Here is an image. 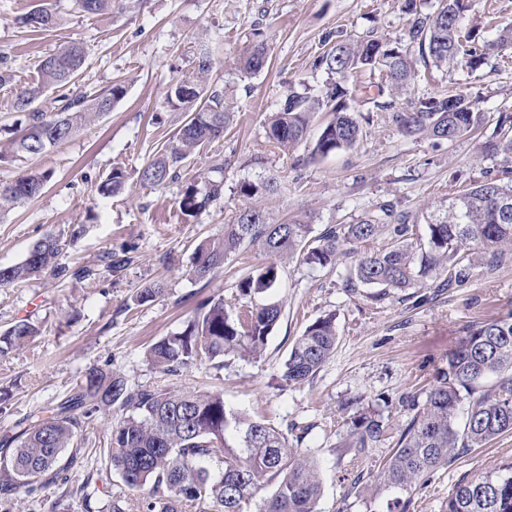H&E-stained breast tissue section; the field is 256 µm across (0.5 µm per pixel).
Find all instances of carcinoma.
I'll list each match as a JSON object with an SVG mask.
<instances>
[{
	"mask_svg": "<svg viewBox=\"0 0 512 512\" xmlns=\"http://www.w3.org/2000/svg\"><path fill=\"white\" fill-rule=\"evenodd\" d=\"M142 0H73V10L84 16L126 12ZM467 0H436L424 12L417 0H404L412 16L407 43L368 35L350 41L331 42L313 60L330 81L317 93L289 91L279 109L267 119L268 138L290 148L305 140L317 114L332 113L320 128L306 161L314 162L341 150L352 149L363 138L362 122L348 101L365 98L377 108L392 112V120L408 137L428 136L452 142L484 122L467 94L441 90L413 109L396 106L395 94L414 79L411 58L417 49L425 65L472 70L490 63L512 48V30L504 29L494 41L482 35V23L461 33L460 20ZM38 24L50 29L59 16L42 8L18 18L27 27ZM267 61L262 40L251 44L240 57L239 71L259 72ZM87 62L80 42H68L44 56L38 64V82L20 89L14 100L20 114L11 130L9 154L36 157L67 141L82 125L94 121L126 95V87L114 83L94 92L74 93ZM211 69V52L202 47L197 72L170 85L166 103L182 113L176 131L138 171L144 187L182 183L178 200L185 216L207 211L224 198V161L215 159L210 174L182 179L180 170L196 150L224 136L233 120V106L205 83ZM379 71L385 81L375 87L350 82L352 74ZM48 88H62L58 112L49 115L32 108ZM483 157L498 159L502 171L512 172V114L499 116L496 129L479 147ZM48 174L30 173L0 189V210L38 197ZM127 175L112 169L98 186L100 194L125 190ZM274 179L255 182L243 179L235 194L242 201L236 220L224 225V235L201 240L192 255L190 279L211 278L224 267L225 258L248 244L288 260L296 256L312 267H335L355 253V247L378 238L384 248L357 256L345 277V287L378 289L380 300L392 290L429 283L432 288L458 289L470 285L479 268L494 269L512 260V183L490 178L470 182L448 206L428 216L427 240L416 236L417 217L386 202L352 224H329L311 240L310 220L301 216L274 222L261 206L274 193ZM65 247L60 239L46 237L36 242L18 264L0 268V287L13 285L44 273L61 279L94 276L87 267L70 268L58 262ZM108 270H120L133 262L131 250H109L104 255ZM277 265L256 267L241 277L238 295L252 299L276 287ZM165 294L159 281L140 284L131 295L132 304L148 306ZM277 303L227 309L224 299H206L184 329L152 343L146 359L158 371L177 375L196 362L207 361L220 369L225 358L256 359L280 319ZM40 329L28 320L0 332V356L34 340ZM337 345L335 316L320 317L297 338L284 363L281 380L300 384L314 378L334 356ZM496 377L492 388L484 381ZM407 411L405 424L397 428L396 448L384 457L372 451L391 429L389 418L375 408L361 409L350 418L348 440L340 452L371 460L360 470L342 499L338 512L348 510V498L373 497L384 489L395 493L387 512H413V491L440 469L452 465L475 448L512 434V314L470 325L447 365L437 370L434 384L424 395L401 400ZM112 406L122 417L112 426L110 447L81 448L74 445L95 414ZM11 451L0 455V503L8 505L14 491L37 483L42 489L56 487L62 497L79 498L90 512L94 467L97 457H106L130 489L151 485L149 496L135 502L138 512H250L259 493L270 486V495L260 499L256 512H318L321 481L316 462L290 443L288 434L265 419H252L226 404L217 391L179 392L169 388L128 385L117 372L93 368L61 400L51 415H30L23 430L3 440ZM81 464L86 480L77 488L68 486L69 470ZM442 512H512V459L490 470L462 476L442 505Z\"/></svg>",
	"mask_w": 512,
	"mask_h": 512,
	"instance_id": "1",
	"label": "carcinoma"
}]
</instances>
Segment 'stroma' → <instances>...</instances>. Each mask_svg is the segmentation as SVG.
<instances>
[{
	"label": "stroma",
	"mask_w": 512,
	"mask_h": 512,
	"mask_svg": "<svg viewBox=\"0 0 512 512\" xmlns=\"http://www.w3.org/2000/svg\"><path fill=\"white\" fill-rule=\"evenodd\" d=\"M35 0H0V57L13 80L0 87V126L18 119L15 92L37 82L41 57L70 41L83 42L88 60L79 88L105 89L115 81L127 88L111 112L78 129L66 142L29 159L0 164V185L32 171L49 173L37 199L0 213V267L22 261L39 240H67L60 261L94 268L93 278L62 280L46 275L0 288V330L21 320L41 329L35 341L0 357V390L10 392L0 414V436L16 421L49 410L94 367L109 366L131 387L220 390L227 404L253 419L291 427L301 435V452L317 460L323 493L319 512H337L361 461L338 456L347 438L350 402L384 407L399 397L430 387L468 325L512 314V262L477 273L472 285L438 292L415 287L373 301V291L342 286L344 266L312 268L293 259L280 265V280L270 300L282 306L266 350L254 361L233 360L224 369L198 363L178 375L155 370L146 347L181 331L198 303L223 298L242 305L238 279L251 269L275 262L259 248L242 246L213 277L195 282L187 271L195 244L222 236L241 202L234 192L243 179L277 178L280 189L262 205L277 222L304 214L311 233L326 225L351 224L386 202L414 214L447 203L458 189L450 173L469 179L497 173V160L480 157V137L493 134L500 112L512 113V55L476 71L419 68L399 105L416 104L437 90L459 87L485 116L479 136L435 143L404 137L391 112L368 102L356 108L368 115L363 139L355 147L306 162L307 143L282 150L266 134L265 118L288 91H318L328 80L313 61L326 35L357 40L372 33L405 41L410 17L401 0H144L135 12L87 18L73 12L71 0H42L61 18L52 29H23L18 16ZM269 47L268 65L244 77L236 61L246 52L252 30ZM214 47L211 82L235 105L222 139L191 155L185 171L206 172L214 158L224 161V198L198 217L184 219L178 183L142 187L139 169L172 136L181 115L166 103L169 86L196 69L199 43ZM129 174L124 193L106 197L97 187L113 168ZM134 248L136 261L108 271L105 252ZM161 281L166 293L157 302L129 308L135 288ZM336 317L334 356L313 380L281 383L288 352L306 326ZM512 458V435L475 449L437 471L416 489L415 512H441L449 491L463 475Z\"/></svg>",
	"instance_id": "1"
}]
</instances>
